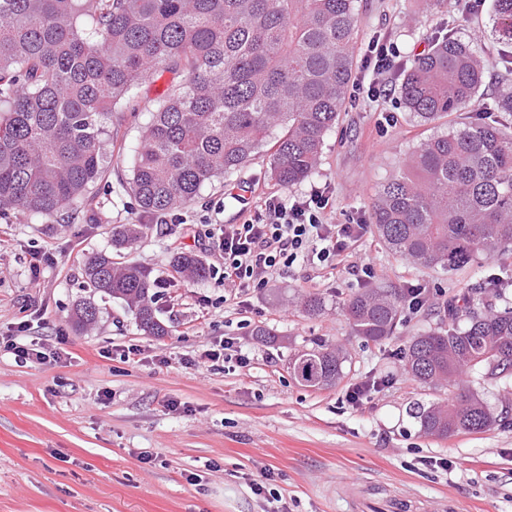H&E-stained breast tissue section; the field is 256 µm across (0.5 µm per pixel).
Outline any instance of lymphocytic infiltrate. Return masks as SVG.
<instances>
[{"label": "lymphocytic infiltrate", "instance_id": "lymphocytic-infiltrate-1", "mask_svg": "<svg viewBox=\"0 0 512 512\" xmlns=\"http://www.w3.org/2000/svg\"><path fill=\"white\" fill-rule=\"evenodd\" d=\"M397 49L387 40L369 43L364 55V69L371 80H357L353 97L375 101L384 96L381 81L389 71ZM326 190L312 188L305 199L288 204L267 200L262 211L241 224L225 226L220 247L224 253V284L229 288L263 287L270 272L283 261L315 254L318 261L340 259L367 230L366 224L331 226L323 221L330 207Z\"/></svg>", "mask_w": 512, "mask_h": 512}]
</instances>
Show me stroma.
I'll list each match as a JSON object with an SVG mask.
<instances>
[{
  "instance_id": "1",
  "label": "stroma",
  "mask_w": 512,
  "mask_h": 512,
  "mask_svg": "<svg viewBox=\"0 0 512 512\" xmlns=\"http://www.w3.org/2000/svg\"><path fill=\"white\" fill-rule=\"evenodd\" d=\"M355 6L358 51L377 38L398 48L394 87L452 23L487 51L489 72L504 70L502 55H512L490 37L491 0H480L468 26L455 4L444 12L425 0ZM178 81L167 71L150 76L133 111L121 114L125 148L112 155L96 207L71 224L0 214V336L23 322L25 341L58 354L24 365L0 347V512H512V375L468 379L496 418L490 429L434 439L415 413L447 400L448 391L410 379L400 358L412 337L448 322L441 305L463 292L481 286L493 308H512L511 250L478 255L451 274L393 255L370 230L342 263L300 258L277 266L265 287L224 291V225L243 223L270 197H301L314 186L331 196L326 223H355L434 127L417 124L393 96L351 99L303 182L275 185L271 159L261 153L194 202L148 213L125 189L131 158L158 97ZM129 223L145 225V233L113 249V225ZM37 249L51 261L35 277L28 257ZM101 251L166 279L154 304L166 335L144 334L115 299L97 300L94 326L75 331L71 310L91 294L84 263ZM179 252L196 255L207 280L192 283L178 272ZM366 259L376 276L363 280L353 268ZM411 285L422 288L423 305L402 312L390 339L368 344L353 336L343 307L354 292ZM308 294L322 298L320 315L302 313ZM222 340L244 363L186 367ZM317 341L346 351V376L336 386L308 388L290 373L292 355ZM131 346L139 355L126 356ZM366 379L376 380V391L351 406L348 390ZM444 459L450 468H441ZM256 480L264 494L254 492Z\"/></svg>"
}]
</instances>
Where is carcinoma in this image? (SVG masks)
Instances as JSON below:
<instances>
[{
	"label": "carcinoma",
	"mask_w": 512,
	"mask_h": 512,
	"mask_svg": "<svg viewBox=\"0 0 512 512\" xmlns=\"http://www.w3.org/2000/svg\"><path fill=\"white\" fill-rule=\"evenodd\" d=\"M498 40L512 44V0H493ZM355 0H0V212L58 216L95 201L107 168L117 107L153 71L184 80L161 97L132 162L128 189L142 210L163 213L192 201L214 178L272 153V178L288 189L315 171L327 132L343 112L355 67ZM474 44L453 32L435 38L403 71L399 102L420 125L448 131L421 140L371 204L370 223L395 255L457 271L478 254L512 247V128L467 120L484 96ZM489 110L512 113V82ZM144 224H118L112 241L131 244ZM174 265L189 281L209 271L191 253ZM95 292L122 300L141 330L166 336L148 274L106 254L84 270ZM404 294L363 288L344 307L354 335L388 339ZM443 310L468 325L436 328L404 349V371L448 388L446 404L416 413L427 436L488 429L493 416L464 381L474 371L512 372V310L484 308L482 293ZM91 300L70 320L94 325ZM340 348L316 343L292 359L311 388L343 376Z\"/></svg>",
	"instance_id": "cac0c4a2"
}]
</instances>
